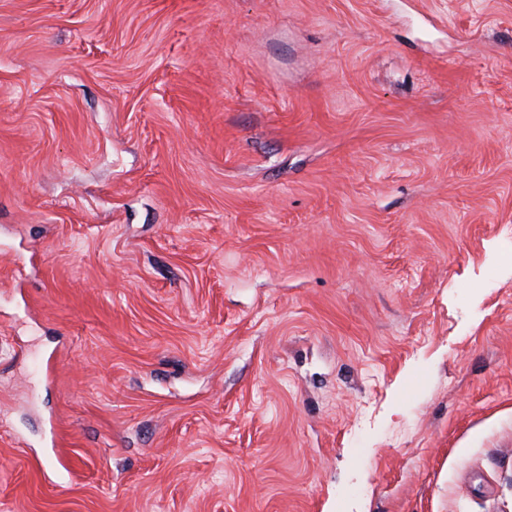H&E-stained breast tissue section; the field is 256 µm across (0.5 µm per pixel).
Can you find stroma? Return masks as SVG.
<instances>
[{
	"label": "stroma",
	"instance_id": "1",
	"mask_svg": "<svg viewBox=\"0 0 512 512\" xmlns=\"http://www.w3.org/2000/svg\"><path fill=\"white\" fill-rule=\"evenodd\" d=\"M0 512H512V0H0Z\"/></svg>",
	"mask_w": 512,
	"mask_h": 512
}]
</instances>
